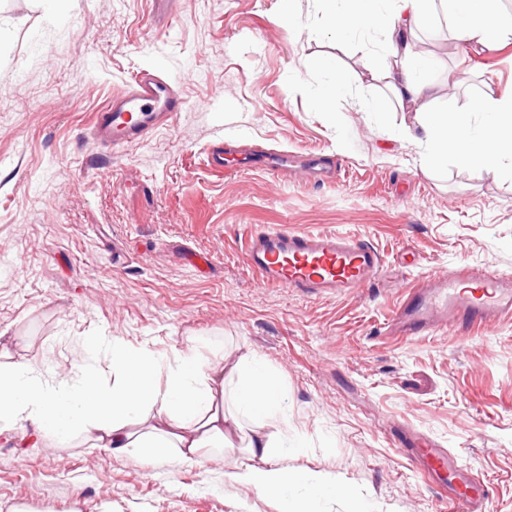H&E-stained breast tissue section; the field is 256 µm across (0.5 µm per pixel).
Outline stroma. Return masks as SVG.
I'll list each match as a JSON object with an SVG mask.
<instances>
[{"label": "stroma", "mask_w": 512, "mask_h": 512, "mask_svg": "<svg viewBox=\"0 0 512 512\" xmlns=\"http://www.w3.org/2000/svg\"><path fill=\"white\" fill-rule=\"evenodd\" d=\"M64 4L0 0V359L63 374L95 336L169 364L187 347L246 355L288 419L272 465L352 492L313 512H446L448 474L427 473L411 434L483 480L490 512H512V320L464 340L385 332L412 280L512 274V172L422 165L381 73L383 31L329 36L318 0ZM420 39L436 90L420 108L477 124L472 102L512 80V41L468 55L440 10ZM143 70L176 86L181 112L143 141L95 145L96 113ZM332 72L347 87L325 113L314 94ZM252 149L319 152L333 175L207 164ZM270 224L360 238L384 268L353 294L264 285L246 241ZM250 462L237 438L199 465L27 425L0 439V512H282L235 480Z\"/></svg>", "instance_id": "obj_1"}]
</instances>
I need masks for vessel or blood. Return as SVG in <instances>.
<instances>
[{
  "label": "vessel or blood",
  "mask_w": 512,
  "mask_h": 512,
  "mask_svg": "<svg viewBox=\"0 0 512 512\" xmlns=\"http://www.w3.org/2000/svg\"><path fill=\"white\" fill-rule=\"evenodd\" d=\"M183 105L177 89L152 73L139 74L115 95L95 119L100 145H123L142 139L155 126L172 120ZM251 268L261 281L301 292L352 293L381 271L377 252L351 237L300 233L270 226L251 237ZM512 319V279L478 268H452L412 287L394 320L406 337L438 331L452 322L459 334L486 331ZM473 476L454 495L463 512H485L487 497Z\"/></svg>",
  "instance_id": "b4317fda"
}]
</instances>
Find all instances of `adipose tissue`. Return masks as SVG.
<instances>
[{
    "label": "adipose tissue",
    "mask_w": 512,
    "mask_h": 512,
    "mask_svg": "<svg viewBox=\"0 0 512 512\" xmlns=\"http://www.w3.org/2000/svg\"><path fill=\"white\" fill-rule=\"evenodd\" d=\"M446 9L458 39L467 51L480 54L512 40V12L490 9L488 0H326L323 27L343 37L356 29H385L389 34L384 72L400 107L414 108V142L426 166L448 157L467 167L512 170V82L499 83L476 102L483 124L470 132L460 118L419 110V100L432 97L434 86L424 74L425 59L418 35L435 5ZM223 359L201 364L194 354L182 355L175 367L162 368L154 352L123 345L112 347L111 388H102L94 368L79 364L53 377L22 364H0V434L28 421L46 438L67 440L83 435L94 447L118 452L144 448H175L189 462L207 461V451L224 445L228 430L241 420H266V428L251 430L250 457L276 455L270 429L287 428L280 397L270 375L250 361L237 367L233 398L236 413L226 415ZM237 480L262 493L278 494L286 512H297L293 489L307 485L316 494L324 482L308 475L275 468L248 466Z\"/></svg>",
    "instance_id": "adipose-tissue-1"
}]
</instances>
